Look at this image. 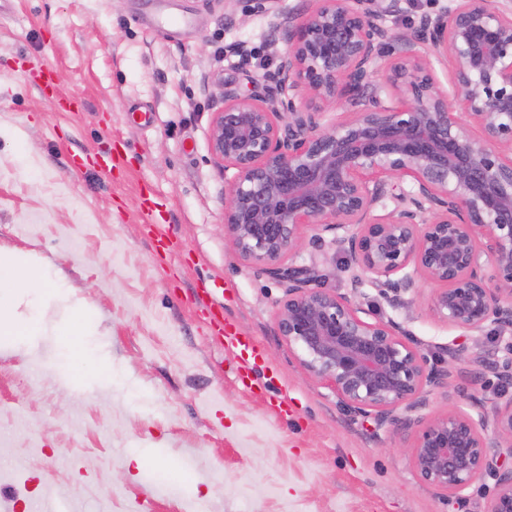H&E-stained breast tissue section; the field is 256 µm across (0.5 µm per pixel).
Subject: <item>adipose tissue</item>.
Instances as JSON below:
<instances>
[{"instance_id": "1", "label": "adipose tissue", "mask_w": 512, "mask_h": 512, "mask_svg": "<svg viewBox=\"0 0 512 512\" xmlns=\"http://www.w3.org/2000/svg\"><path fill=\"white\" fill-rule=\"evenodd\" d=\"M38 285L39 303L47 305L60 295L59 288L48 282L38 265L26 257L0 251V339L35 336L39 333L37 315L20 319L9 312L10 304L29 285Z\"/></svg>"}]
</instances>
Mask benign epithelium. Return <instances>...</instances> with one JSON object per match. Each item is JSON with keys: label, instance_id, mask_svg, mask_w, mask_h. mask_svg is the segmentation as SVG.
<instances>
[{"label": "benign epithelium", "instance_id": "7a95c632", "mask_svg": "<svg viewBox=\"0 0 512 512\" xmlns=\"http://www.w3.org/2000/svg\"><path fill=\"white\" fill-rule=\"evenodd\" d=\"M304 17L279 14L286 41L276 69L249 94L224 84L210 149L224 170V234L238 258L280 280L276 329L300 367L353 417L379 432L409 431L418 479L461 502L483 475L497 479L487 512H512V396L492 410L452 405L421 414L469 359L442 347L427 369L403 323L371 320L363 278L395 310L419 279L435 285L429 311L466 336L512 335V5L448 0L397 32L385 17L409 0H313ZM427 53H421V49ZM452 63V92L433 61ZM368 104L328 124L348 102ZM407 181L410 189L399 183ZM391 200L395 207L384 214ZM331 232L357 269L351 291L288 265ZM483 365L512 387V344Z\"/></svg>", "mask_w": 512, "mask_h": 512}]
</instances>
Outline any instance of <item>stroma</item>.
I'll return each mask as SVG.
<instances>
[{
    "label": "stroma",
    "instance_id": "35a3bbf8",
    "mask_svg": "<svg viewBox=\"0 0 512 512\" xmlns=\"http://www.w3.org/2000/svg\"><path fill=\"white\" fill-rule=\"evenodd\" d=\"M277 0H0V249L43 266L61 290L38 335L0 348V512H485L488 475L458 506L416 477L411 434L373 440L372 421L342 413L276 334L285 288L243 264L224 235V170L209 144L212 96L250 93L286 48ZM243 41L248 59L225 54ZM167 251L146 229L144 198ZM342 292L352 272L335 246L304 247ZM433 292L392 310L371 283L359 299L403 322L428 363L439 347L476 355L490 336L434 319ZM261 358L253 390L237 351L206 329L207 307ZM90 316L83 365L58 327ZM429 397L491 409L495 381L473 361ZM284 401L285 412L272 408ZM148 459L137 467L136 457Z\"/></svg>",
    "mask_w": 512,
    "mask_h": 512
}]
</instances>
